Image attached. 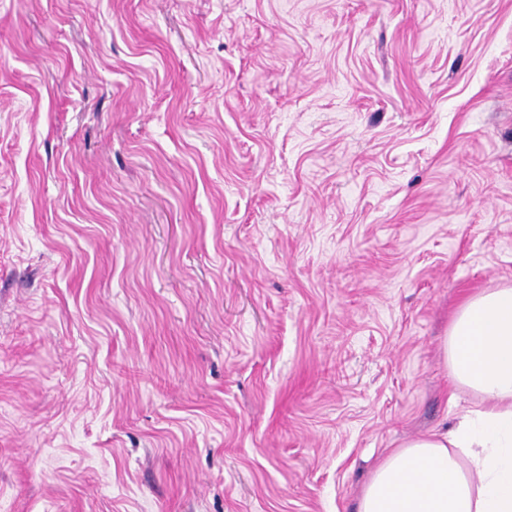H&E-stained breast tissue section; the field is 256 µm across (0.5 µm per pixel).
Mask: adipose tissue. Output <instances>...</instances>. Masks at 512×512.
<instances>
[{
  "instance_id": "obj_1",
  "label": "adipose tissue",
  "mask_w": 512,
  "mask_h": 512,
  "mask_svg": "<svg viewBox=\"0 0 512 512\" xmlns=\"http://www.w3.org/2000/svg\"><path fill=\"white\" fill-rule=\"evenodd\" d=\"M443 347L454 383L480 404L390 453L357 512H512V286L466 298Z\"/></svg>"
}]
</instances>
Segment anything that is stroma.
<instances>
[{"label": "stroma", "mask_w": 512, "mask_h": 512, "mask_svg": "<svg viewBox=\"0 0 512 512\" xmlns=\"http://www.w3.org/2000/svg\"><path fill=\"white\" fill-rule=\"evenodd\" d=\"M512 285V0H0V512H356Z\"/></svg>", "instance_id": "stroma-1"}]
</instances>
